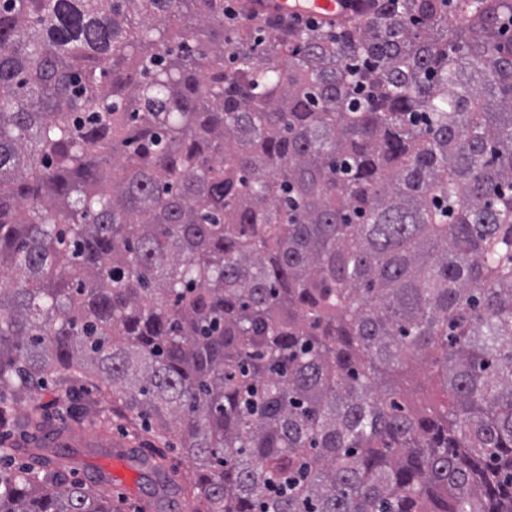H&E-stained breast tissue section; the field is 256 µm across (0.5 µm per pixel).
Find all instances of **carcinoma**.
I'll use <instances>...</instances> for the list:
<instances>
[{
	"label": "carcinoma",
	"instance_id": "1",
	"mask_svg": "<svg viewBox=\"0 0 512 512\" xmlns=\"http://www.w3.org/2000/svg\"><path fill=\"white\" fill-rule=\"evenodd\" d=\"M89 387L189 512H512V0H0V512H120ZM364 0H249L251 14L311 16L326 24L345 21L364 11Z\"/></svg>",
	"mask_w": 512,
	"mask_h": 512
}]
</instances>
